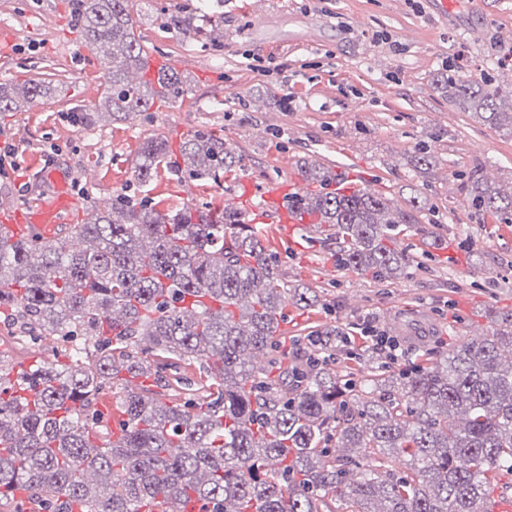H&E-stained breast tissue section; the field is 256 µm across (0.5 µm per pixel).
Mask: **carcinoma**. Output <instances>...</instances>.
I'll list each match as a JSON object with an SVG mask.
<instances>
[{"mask_svg":"<svg viewBox=\"0 0 512 512\" xmlns=\"http://www.w3.org/2000/svg\"><path fill=\"white\" fill-rule=\"evenodd\" d=\"M84 42L105 52L104 107L127 119L185 94L175 70L146 77L131 0H75ZM185 38L191 17L169 16ZM139 74L138 80L129 73ZM437 90L483 123L512 131V89L491 90L442 76ZM49 87L0 83V111L37 106ZM173 165L164 140L143 143L135 164L143 186L159 167L193 180L233 171L224 137L205 129L179 147ZM320 191L297 206L343 240L340 266L382 280L405 275L409 257L393 247L400 226L417 224V206H390L382 193L330 188L331 170L304 166ZM471 205L512 213L504 192L477 172L465 182ZM74 250L62 237L0 240V300L20 319L55 336L68 361L40 360L12 380L0 374V500L23 483L44 512H136L143 501L194 499L211 512H479L499 472L512 473V314L485 337L399 374L359 383L328 368L334 327L303 338L312 354L275 383L254 367L274 362L283 310L312 307L318 295L288 284L262 232L246 213L188 206L171 214L135 193L110 209L86 208ZM153 380L129 387L120 373ZM158 384L173 391L164 402ZM118 396L127 428L114 443L91 411ZM338 448H361L359 457Z\"/></svg>","mask_w":512,"mask_h":512,"instance_id":"carcinoma-1","label":"carcinoma"}]
</instances>
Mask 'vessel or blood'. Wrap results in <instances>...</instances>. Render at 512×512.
<instances>
[{"mask_svg": "<svg viewBox=\"0 0 512 512\" xmlns=\"http://www.w3.org/2000/svg\"><path fill=\"white\" fill-rule=\"evenodd\" d=\"M49 178L57 185L53 196L24 213L8 209L0 211L1 239L13 242L22 237H52L71 218L76 200L69 192L63 174L55 171ZM304 193L305 184L300 180L285 185L270 181L259 186L246 182L232 195L230 204L253 215L255 222L296 226L302 224L304 218L294 209L292 201Z\"/></svg>", "mask_w": 512, "mask_h": 512, "instance_id": "1", "label": "vessel or blood"}]
</instances>
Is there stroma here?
<instances>
[{
	"label": "stroma",
	"mask_w": 512,
	"mask_h": 512,
	"mask_svg": "<svg viewBox=\"0 0 512 512\" xmlns=\"http://www.w3.org/2000/svg\"><path fill=\"white\" fill-rule=\"evenodd\" d=\"M134 30L148 51L172 58L186 82L183 99L159 112L98 120L105 78L99 54L83 42L73 0H0V82H51L49 100L0 112V145L15 146L0 169V208L25 209L55 192V168L78 202L83 223L91 202L142 188L164 212L206 203L223 208L242 182H286L303 163L372 181L373 191L410 208L419 227L397 247L410 258L406 277L377 281L339 267L340 243L303 224L273 225L271 247L289 283L316 291L307 308L287 307L282 366L301 357L300 337L318 327L348 336L332 366L359 380L439 359L484 334L512 311V219L475 213L464 183L472 171L495 184L512 181V133L452 106L434 82L464 52L467 74L484 87L512 86V0H133ZM220 21L224 37L187 39L169 29V14ZM224 137L239 157L218 181H179L159 169L147 186L134 175L143 143L166 138L178 147L196 129ZM427 142L439 163L420 175L408 159ZM453 247L454 263L440 252ZM396 337L398 362L369 356L361 329ZM55 337L18 319L0 303V352L14 360L50 358Z\"/></svg>",
	"instance_id": "obj_1"
}]
</instances>
